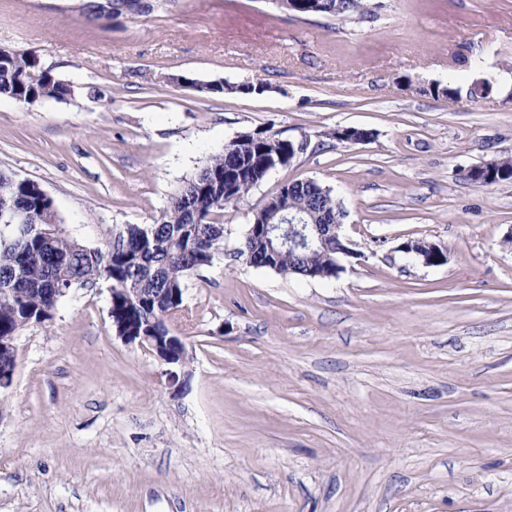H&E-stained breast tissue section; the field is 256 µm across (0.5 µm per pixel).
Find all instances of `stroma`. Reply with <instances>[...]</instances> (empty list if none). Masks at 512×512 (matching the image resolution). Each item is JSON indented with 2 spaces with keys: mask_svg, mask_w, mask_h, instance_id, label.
Returning a JSON list of instances; mask_svg holds the SVG:
<instances>
[{
  "mask_svg": "<svg viewBox=\"0 0 512 512\" xmlns=\"http://www.w3.org/2000/svg\"><path fill=\"white\" fill-rule=\"evenodd\" d=\"M373 22L271 0H169L87 21L81 0H0V47L71 96L0 100V168L40 184L63 229L104 247L148 224L246 132L305 149L192 275L170 367L118 337L105 281L15 339L0 390V512H512V0H373ZM262 82L209 96L183 85ZM485 78V98L432 85ZM371 131L359 144L330 131ZM330 189L352 254L332 280L235 258L283 184ZM443 249L428 266L401 246ZM494 161L489 162H483L479 164L478 166H474L472 168H476L473 177L475 179H483L484 176H487L490 173V166L493 165ZM472 177V174L466 171L464 174V179L471 181L473 183H479L476 182V180ZM512 180V158L504 157L500 159V162L498 166L495 168V172L493 173L490 180H488L485 183H479L483 185H492L500 181H508Z\"/></svg>",
  "mask_w": 512,
  "mask_h": 512,
  "instance_id": "obj_1",
  "label": "stroma"
}]
</instances>
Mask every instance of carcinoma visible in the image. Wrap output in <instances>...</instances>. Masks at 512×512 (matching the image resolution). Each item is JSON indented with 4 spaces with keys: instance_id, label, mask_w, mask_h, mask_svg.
<instances>
[{
    "instance_id": "obj_1",
    "label": "carcinoma",
    "mask_w": 512,
    "mask_h": 512,
    "mask_svg": "<svg viewBox=\"0 0 512 512\" xmlns=\"http://www.w3.org/2000/svg\"><path fill=\"white\" fill-rule=\"evenodd\" d=\"M280 8L298 19L314 17L353 21L374 14L369 0H299ZM0 95L21 105L71 95V85L42 68L31 53L0 48ZM296 143L275 134L250 133L224 145L193 176L183 180L168 205L150 224H125L103 249H93L61 231L53 201L39 186L0 169V227L15 210L25 218L23 233L0 232V367L12 366L13 339L23 326L48 323L59 301L55 284L86 285L105 280L111 288L115 319L128 321L125 331L137 336L149 324L167 329V317L182 307L188 278L212 264L214 244L224 242V209L248 202L277 157L294 158ZM512 180V158L500 159L487 184ZM300 214L310 224H339L342 213L332 196L313 180L293 181L256 210L236 257L281 275L298 274L288 253H267L261 243L265 225L280 215ZM302 264L323 272L335 270L320 252L307 253Z\"/></svg>"
}]
</instances>
